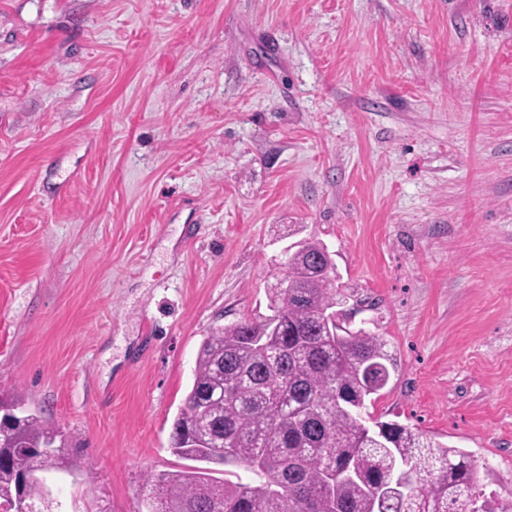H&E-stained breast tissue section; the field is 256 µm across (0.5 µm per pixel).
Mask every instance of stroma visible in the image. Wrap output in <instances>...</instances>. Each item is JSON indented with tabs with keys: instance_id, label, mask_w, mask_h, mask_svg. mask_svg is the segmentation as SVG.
I'll list each match as a JSON object with an SVG mask.
<instances>
[{
	"instance_id": "obj_1",
	"label": "stroma",
	"mask_w": 512,
	"mask_h": 512,
	"mask_svg": "<svg viewBox=\"0 0 512 512\" xmlns=\"http://www.w3.org/2000/svg\"><path fill=\"white\" fill-rule=\"evenodd\" d=\"M333 253L396 421L512 497V0H0V398L53 512H147L207 336Z\"/></svg>"
}]
</instances>
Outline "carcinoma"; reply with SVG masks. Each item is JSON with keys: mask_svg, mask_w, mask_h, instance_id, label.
Segmentation results:
<instances>
[{"mask_svg": "<svg viewBox=\"0 0 512 512\" xmlns=\"http://www.w3.org/2000/svg\"><path fill=\"white\" fill-rule=\"evenodd\" d=\"M325 245L307 239L289 255L272 315L217 329L199 350L193 383L170 447L197 466L151 474L150 512H375L399 468L416 475L410 497L380 512H512L476 488L470 456L401 425L381 435L362 423L391 359L386 342L323 313L336 305V278L319 275ZM55 446L51 456L40 450ZM68 438L33 413L0 425V505L44 498L39 473L63 464ZM209 464L242 465L259 484L219 481Z\"/></svg>", "mask_w": 512, "mask_h": 512, "instance_id": "carcinoma-1", "label": "carcinoma"}]
</instances>
